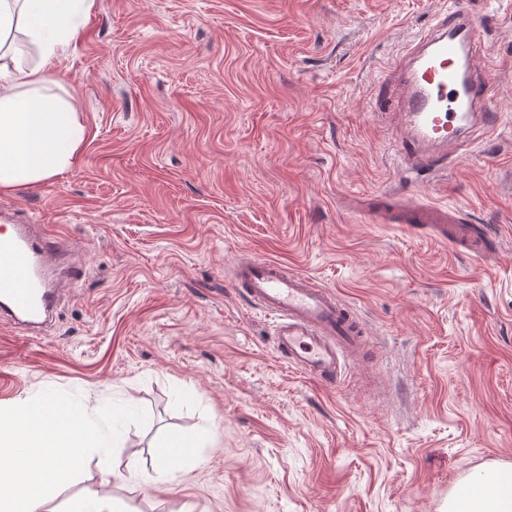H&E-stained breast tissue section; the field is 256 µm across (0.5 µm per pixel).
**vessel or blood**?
I'll use <instances>...</instances> for the list:
<instances>
[{
    "instance_id": "1",
    "label": "vessel or blood",
    "mask_w": 512,
    "mask_h": 512,
    "mask_svg": "<svg viewBox=\"0 0 512 512\" xmlns=\"http://www.w3.org/2000/svg\"><path fill=\"white\" fill-rule=\"evenodd\" d=\"M398 99L411 128L403 160L408 169H428L463 144L465 133L488 121L485 110L495 85L481 29L463 0H453L433 31L408 46L396 65ZM404 226L466 245L477 258L491 253L486 230L460 223L455 211L418 205L401 212ZM74 280L77 264L60 237L13 225L0 233V324L36 333L53 317L57 296L46 282L54 267ZM231 286L277 315L276 346L298 370L328 387L337 386L346 360L361 349L363 322L313 278L270 260L239 262Z\"/></svg>"
}]
</instances>
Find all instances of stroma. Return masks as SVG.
I'll use <instances>...</instances> for the list:
<instances>
[{
  "label": "stroma",
  "instance_id": "1",
  "mask_svg": "<svg viewBox=\"0 0 512 512\" xmlns=\"http://www.w3.org/2000/svg\"><path fill=\"white\" fill-rule=\"evenodd\" d=\"M497 86L461 155L407 171L392 70L448 0H94L60 45L61 96L90 136L72 169L10 193L0 222L63 237L82 270L41 336L0 327V401L60 389L144 409L103 483L125 512H448L512 463V0H467ZM459 209L491 226L478 261L355 200ZM288 264L367 328L368 357L323 386L230 286ZM202 441L143 483L171 437Z\"/></svg>",
  "mask_w": 512,
  "mask_h": 512
}]
</instances>
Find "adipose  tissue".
<instances>
[{
  "mask_svg": "<svg viewBox=\"0 0 512 512\" xmlns=\"http://www.w3.org/2000/svg\"><path fill=\"white\" fill-rule=\"evenodd\" d=\"M93 0H0V190L56 176L78 160L88 132L73 101L54 93L57 47L77 37ZM25 35L39 51L27 63L14 47ZM448 512H512V467L472 478Z\"/></svg>",
  "mask_w": 512,
  "mask_h": 512,
  "instance_id": "1",
  "label": "adipose tissue"
}]
</instances>
